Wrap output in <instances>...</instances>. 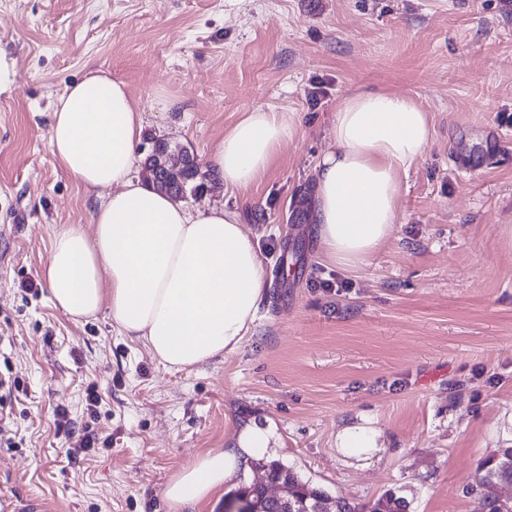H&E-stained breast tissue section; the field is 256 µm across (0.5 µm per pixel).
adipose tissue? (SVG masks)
Here are the masks:
<instances>
[{
  "mask_svg": "<svg viewBox=\"0 0 512 512\" xmlns=\"http://www.w3.org/2000/svg\"><path fill=\"white\" fill-rule=\"evenodd\" d=\"M142 119L125 84L94 72L71 84L52 113L49 148L69 179L104 188L94 234L58 231L44 279L72 319L108 314L164 366L190 369L234 354L266 289L258 242L236 212L189 210L136 174ZM298 132L291 112L255 109L206 156L225 186L246 188ZM432 136L427 112L408 97L362 89L336 108L333 146L318 162L315 219L323 255L346 270L365 265L399 222L401 175ZM271 426L249 424L231 448L195 457L169 481L174 512L232 486L242 462L265 454Z\"/></svg>",
  "mask_w": 512,
  "mask_h": 512,
  "instance_id": "1",
  "label": "adipose tissue"
}]
</instances>
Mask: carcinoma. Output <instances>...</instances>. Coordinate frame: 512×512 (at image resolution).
Segmentation results:
<instances>
[{"mask_svg": "<svg viewBox=\"0 0 512 512\" xmlns=\"http://www.w3.org/2000/svg\"><path fill=\"white\" fill-rule=\"evenodd\" d=\"M182 152L179 145L156 139L145 160L153 186L176 200L185 198L189 192L205 191L210 182L195 156L185 157L184 167L178 173L165 175L173 156ZM252 468L264 470L269 482L288 488V496L279 499L267 495L263 486L256 483L244 487L238 498L248 500L255 512H352L345 499L330 496L279 462L258 460L252 463ZM505 485H512V448H502L483 459L467 491L482 498L485 512H512V498H504L499 493V488ZM407 508L403 498L389 492L374 504L371 512H407Z\"/></svg>", "mask_w": 512, "mask_h": 512, "instance_id": "obj_1", "label": "carcinoma"}]
</instances>
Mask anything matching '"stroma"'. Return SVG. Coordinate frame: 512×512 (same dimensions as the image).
<instances>
[{"label":"stroma","mask_w":512,"mask_h":512,"mask_svg":"<svg viewBox=\"0 0 512 512\" xmlns=\"http://www.w3.org/2000/svg\"><path fill=\"white\" fill-rule=\"evenodd\" d=\"M0 50L16 68L0 94V379L18 383L0 387V496L173 512L170 479L257 421L268 459L354 512L389 492L408 512H484L464 488L512 447V0H0ZM98 70L125 84L144 152L155 137L202 160L246 112L299 118L257 183L183 200L237 212L279 278L234 354L174 371L107 311L76 321L50 300L55 234L93 233L104 195L56 165L50 112ZM362 88L412 99L433 134L392 236L347 271L322 256L313 192L336 107ZM60 408L111 447L70 460ZM354 425L376 447H337Z\"/></svg>","instance_id":"35a3bbf8"}]
</instances>
